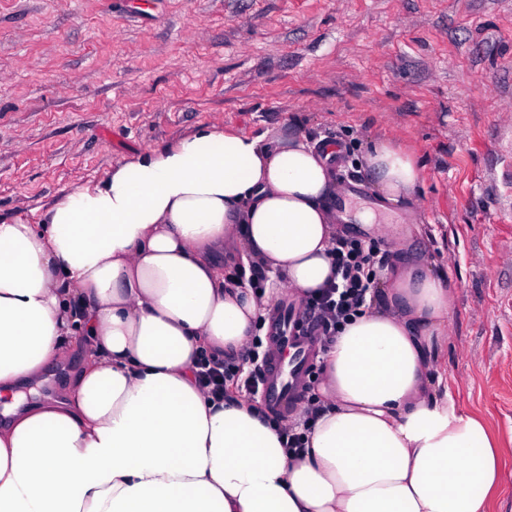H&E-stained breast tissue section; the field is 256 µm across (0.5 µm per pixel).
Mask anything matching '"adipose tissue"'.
Instances as JSON below:
<instances>
[{
    "label": "adipose tissue",
    "mask_w": 512,
    "mask_h": 512,
    "mask_svg": "<svg viewBox=\"0 0 512 512\" xmlns=\"http://www.w3.org/2000/svg\"><path fill=\"white\" fill-rule=\"evenodd\" d=\"M333 154L205 126L40 223L0 221V512H483L500 451L437 365L457 288L427 261L385 265L322 352L301 452L258 403L195 378L200 353L245 354L274 300L333 279ZM363 159L385 201L415 190L394 142ZM228 256L272 288L231 283ZM75 358L61 398L27 402Z\"/></svg>",
    "instance_id": "obj_1"
}]
</instances>
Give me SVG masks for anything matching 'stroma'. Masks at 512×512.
<instances>
[{
    "instance_id": "35a3bbf8",
    "label": "stroma",
    "mask_w": 512,
    "mask_h": 512,
    "mask_svg": "<svg viewBox=\"0 0 512 512\" xmlns=\"http://www.w3.org/2000/svg\"><path fill=\"white\" fill-rule=\"evenodd\" d=\"M374 140L420 180L386 219L457 285L438 366L512 474V0H0V219L200 127Z\"/></svg>"
}]
</instances>
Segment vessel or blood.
I'll use <instances>...</instances> for the list:
<instances>
[{
    "mask_svg": "<svg viewBox=\"0 0 512 512\" xmlns=\"http://www.w3.org/2000/svg\"><path fill=\"white\" fill-rule=\"evenodd\" d=\"M270 360L264 368L260 392L265 403L283 413L298 405L314 363L317 338L298 311L277 314L270 330Z\"/></svg>",
    "mask_w": 512,
    "mask_h": 512,
    "instance_id": "obj_1",
    "label": "vessel or blood"
}]
</instances>
